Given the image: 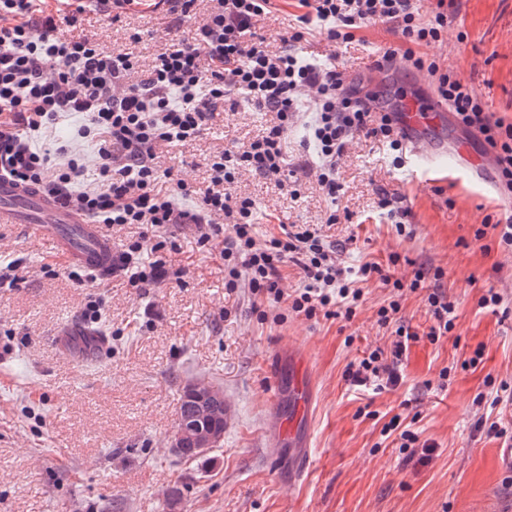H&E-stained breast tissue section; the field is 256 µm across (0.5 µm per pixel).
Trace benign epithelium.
Instances as JSON below:
<instances>
[{"instance_id":"7a95c632","label":"benign epithelium","mask_w":512,"mask_h":512,"mask_svg":"<svg viewBox=\"0 0 512 512\" xmlns=\"http://www.w3.org/2000/svg\"><path fill=\"white\" fill-rule=\"evenodd\" d=\"M188 394L195 403L196 415L191 423L176 430L169 448L179 454L188 444L201 453L220 447L224 433L215 426V420L224 419V412L229 409L228 403L224 401L223 389L197 382L189 388Z\"/></svg>"}]
</instances>
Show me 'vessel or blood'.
I'll return each mask as SVG.
<instances>
[{"label":"vessel or blood","mask_w":512,"mask_h":512,"mask_svg":"<svg viewBox=\"0 0 512 512\" xmlns=\"http://www.w3.org/2000/svg\"><path fill=\"white\" fill-rule=\"evenodd\" d=\"M397 117L409 149L410 165L419 167L421 156L433 155L434 150L418 138V131L426 125L441 126L446 114L438 105H422L412 99L398 112ZM0 223L33 225L39 235L52 240L56 252L66 262L93 269L100 274L112 269V243L101 235L97 225L35 189L5 178L0 179ZM294 364L296 373L288 394L297 411L301 412L310 406L312 391L303 379V356H295Z\"/></svg>","instance_id":"obj_1"}]
</instances>
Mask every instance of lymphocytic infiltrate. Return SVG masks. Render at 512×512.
<instances>
[{
  "instance_id": "f902f5d3",
  "label": "lymphocytic infiltrate",
  "mask_w": 512,
  "mask_h": 512,
  "mask_svg": "<svg viewBox=\"0 0 512 512\" xmlns=\"http://www.w3.org/2000/svg\"><path fill=\"white\" fill-rule=\"evenodd\" d=\"M167 2L171 12L192 21L191 36L142 71L131 54L108 52L95 39L60 38L52 0H0V178L56 198L92 223L143 226L152 246L133 241L119 258L130 286L150 288L162 280L170 227L192 224L202 251L219 250L225 288L247 285L261 303H287L289 311L308 319L355 317L362 291L347 278L343 264L354 237L330 241L316 228L283 224L258 238L256 200L232 191L247 173L280 185L287 181L288 130L304 108L315 114L316 150L304 172L329 199L340 191L338 165L355 137L386 143L395 153L394 165L403 163L394 113L382 111L375 93L347 82L335 56L307 57L297 50L313 26L328 41L346 43L359 29L394 23L405 49L384 48L377 69L389 70L400 61L435 75L439 96L458 122L477 131L493 150L497 181L512 192V123L488 115L476 92L441 71L427 54L443 38L447 13L421 20L414 0H298L301 13L274 53L256 33L273 0H210L200 18L192 11L195 0ZM235 95L273 113L274 122L249 144L214 155L206 187L174 179L160 188L159 150L194 141L213 112ZM76 113L84 122L75 143L48 144L53 126ZM85 142L95 146L98 178L91 184L84 181ZM147 248L154 255L148 262L142 258ZM399 261L393 253L387 264L368 262L360 268L362 280L377 281L391 292L377 312L389 342L347 365L345 378L352 385L394 388L410 346L423 337L437 342L455 327L456 306L439 285L442 270H415L406 283L390 272ZM288 263L302 272V284L290 296L280 286ZM418 291L432 320L423 336L402 314L406 293ZM492 403L499 408L497 419H477L475 428L511 447L512 386L500 383Z\"/></svg>"
}]
</instances>
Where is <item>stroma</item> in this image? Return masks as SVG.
<instances>
[{"label":"stroma","instance_id":"stroma-1","mask_svg":"<svg viewBox=\"0 0 512 512\" xmlns=\"http://www.w3.org/2000/svg\"><path fill=\"white\" fill-rule=\"evenodd\" d=\"M448 34L431 48L440 64L474 88L487 112L512 123V0H446ZM168 5L147 4L120 21L91 11L76 25L60 23L66 38H97L110 51L133 53L149 68L171 42L186 39ZM390 24L357 31L333 45L318 33L301 44L304 55L336 53L346 77L375 91L396 110L403 93L425 100L436 84L427 71H377L375 54L399 46ZM272 116L239 97L227 100L193 142L158 160L191 184L206 181L216 152L246 143ZM440 173L397 167L386 145L360 138L339 165L341 192L329 200L314 180L299 190L244 175L235 193L256 198L266 236L279 223L320 226L332 240L355 236L345 255L350 272L399 253L394 277L408 281L420 266L442 268L444 291L456 305L448 337L413 344L397 388L350 385L347 365L384 343L377 311L389 296L371 281L351 321L289 316L277 324L252 310L247 289L224 286L219 253L197 248L194 225L171 228L172 273L152 288L131 287L124 271L105 275V287L74 281L52 244L25 224H0L6 261H17L16 281L0 288V512H512V484L497 453L499 439L477 431L478 394L490 383L512 381V313L480 308L487 288L512 299V252L474 232L485 219L512 211V198L495 187L494 169L473 181L440 159ZM384 188L410 211L412 235H398L375 208ZM336 209L338 223H324ZM93 323L106 343L95 358L61 350L57 330ZM304 354L315 398L299 424L310 435V459L296 483L288 476L297 449L271 438L276 383H287L286 350ZM482 355L464 366L474 350ZM450 368L447 386L439 372ZM205 381L224 390L233 415L224 442L189 461L171 453L181 390ZM369 408L370 417L360 416ZM435 442L430 459L406 458L381 429L394 415Z\"/></svg>","mask_w":512,"mask_h":512}]
</instances>
